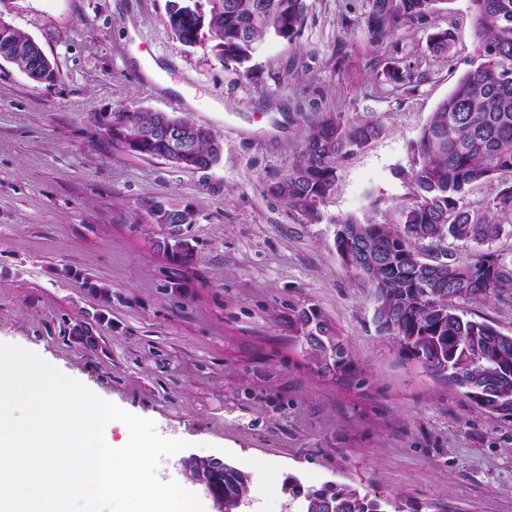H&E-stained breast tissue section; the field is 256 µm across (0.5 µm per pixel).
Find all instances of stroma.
Returning a JSON list of instances; mask_svg holds the SVG:
<instances>
[{
    "instance_id": "stroma-1",
    "label": "stroma",
    "mask_w": 512,
    "mask_h": 512,
    "mask_svg": "<svg viewBox=\"0 0 512 512\" xmlns=\"http://www.w3.org/2000/svg\"><path fill=\"white\" fill-rule=\"evenodd\" d=\"M167 3L0 0L59 73L38 82L0 59V342L185 441L161 459L163 480L185 483L190 456L234 464L245 512H298L292 477L349 486L389 512H512V422L404 356L377 328L370 281L334 245L335 221L394 224L410 205L398 175L409 144L476 57L469 0H443L378 44L369 0H306L296 46L266 40L246 71L173 36ZM445 29L451 47L434 54ZM109 111L188 119L222 157L185 170L128 156L96 130ZM329 116L381 132L337 162L311 223L267 186ZM149 201L197 211L191 265L155 248ZM65 267L76 278L61 279ZM84 275L112 290L94 350L66 333L100 307ZM311 307L343 336L351 373L319 371L289 327L290 309Z\"/></svg>"
}]
</instances>
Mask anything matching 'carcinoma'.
Wrapping results in <instances>:
<instances>
[{"label": "carcinoma", "instance_id": "1", "mask_svg": "<svg viewBox=\"0 0 512 512\" xmlns=\"http://www.w3.org/2000/svg\"><path fill=\"white\" fill-rule=\"evenodd\" d=\"M477 39V61L431 113L409 147V166L400 175L412 203L398 224L336 223L335 246H345L367 275L375 292V320L393 336L404 356L429 374L448 380L472 406L492 418L512 421V334L486 319L467 317L459 301L488 302L512 298V261L479 252L469 261L448 253L433 256L452 240L463 245L487 244L504 231L502 219L512 216V180H503L492 204L473 210L464 204L468 186L497 175L512 174V0H469ZM441 0H370L367 28L380 42L402 25L421 22ZM305 21V0H168L166 27L188 46L210 42L211 52L226 63L247 67L269 37L293 45ZM127 119L144 131L158 121L157 112H128ZM178 122L191 146L176 167L200 169L218 163L213 132L184 118ZM373 121L344 124L329 117L311 127L297 163L269 185L309 222L322 215L319 205L333 189L336 162L365 147L378 135ZM139 158L170 160L169 144L157 138L127 146ZM150 221H168L189 228L196 211L188 206L151 203ZM157 248L178 266L195 258L189 236L161 240ZM101 308L68 328L73 341L97 348V328L112 309V290L83 278ZM288 323L308 343L320 370L343 375L353 368L351 355L337 327L313 308L292 310ZM215 489L227 500L244 497L246 476L233 464L214 472ZM288 493L300 512H386L381 500L343 484L306 486L288 481Z\"/></svg>", "mask_w": 512, "mask_h": 512}]
</instances>
